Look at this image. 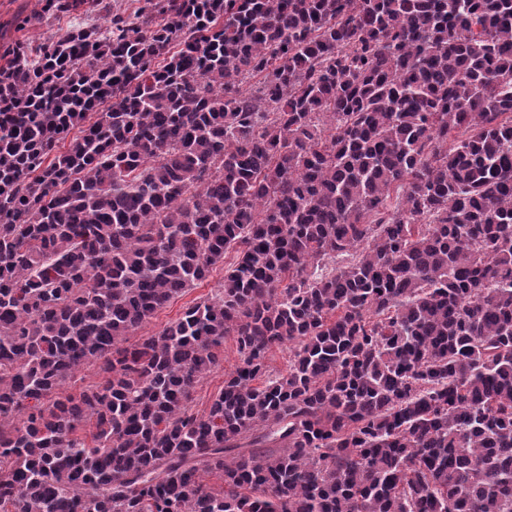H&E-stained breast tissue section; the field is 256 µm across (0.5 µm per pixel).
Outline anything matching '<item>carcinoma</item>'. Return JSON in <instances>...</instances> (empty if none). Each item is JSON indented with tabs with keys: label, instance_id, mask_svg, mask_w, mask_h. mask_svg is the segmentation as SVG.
I'll use <instances>...</instances> for the list:
<instances>
[{
	"label": "carcinoma",
	"instance_id": "obj_1",
	"mask_svg": "<svg viewBox=\"0 0 512 512\" xmlns=\"http://www.w3.org/2000/svg\"><path fill=\"white\" fill-rule=\"evenodd\" d=\"M96 2L0 66V509L512 512V0ZM223 276L224 268L218 266L206 280L199 282L195 288H192L184 295L176 298L166 308L159 311L140 334L145 336L150 335L161 329L167 323L179 318L187 305L206 298L211 293V290L216 288ZM221 359L220 367L203 377L192 392L193 405L196 410L202 411L209 406L224 386V379L234 372L240 363L235 342L230 337L224 340Z\"/></svg>",
	"mask_w": 512,
	"mask_h": 512
}]
</instances>
